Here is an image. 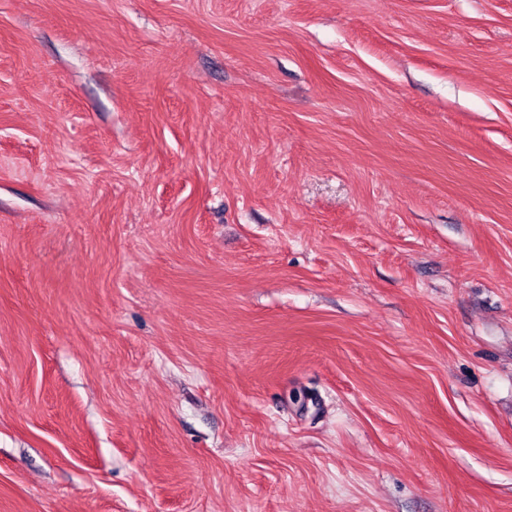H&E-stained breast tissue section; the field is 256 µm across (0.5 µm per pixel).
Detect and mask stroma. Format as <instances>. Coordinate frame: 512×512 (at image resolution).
<instances>
[{
  "mask_svg": "<svg viewBox=\"0 0 512 512\" xmlns=\"http://www.w3.org/2000/svg\"><path fill=\"white\" fill-rule=\"evenodd\" d=\"M0 512H512V0H0Z\"/></svg>",
  "mask_w": 512,
  "mask_h": 512,
  "instance_id": "obj_1",
  "label": "stroma"
}]
</instances>
